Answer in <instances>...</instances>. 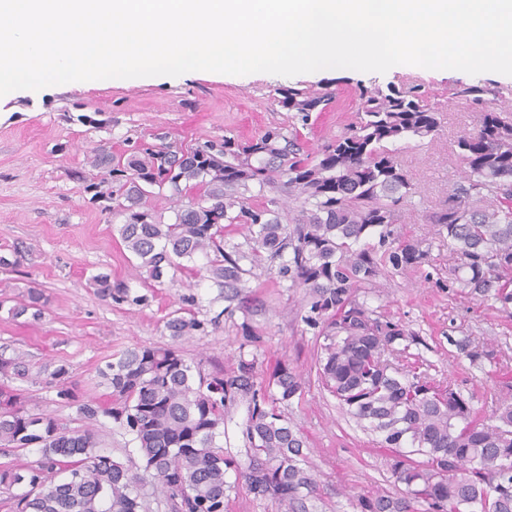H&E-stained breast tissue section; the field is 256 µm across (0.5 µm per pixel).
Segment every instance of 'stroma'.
Masks as SVG:
<instances>
[{"mask_svg":"<svg viewBox=\"0 0 512 512\" xmlns=\"http://www.w3.org/2000/svg\"><path fill=\"white\" fill-rule=\"evenodd\" d=\"M395 83L421 87L440 112L435 136L398 145L399 161L416 192L397 207L398 230L426 239L432 265L399 272L381 271L360 289L361 301L410 333L407 360L435 382H452L474 394L476 404L491 400L496 375L512 372V307L493 298L471 297L449 287L453 259L428 216L447 200L462 172L456 141L477 123L474 106L448 97L459 85H511L512 76L486 72L470 75L452 70L418 68L386 73L330 71L292 77L254 73L234 76L201 72L191 77L94 80L52 90H20L0 99V253L20 251L13 271L0 269V300H20L28 288L42 289L48 299L41 320L11 318L0 309V349L24 354L31 375L45 364L64 363L79 397L107 400L97 370L113 353L135 346L168 343L162 317L189 291L183 271L162 285L144 289L133 260L119 243V221L105 202H92L85 191L93 168L87 157L104 146L125 149L128 142L150 140L157 129L193 143L225 136L247 140L272 126L292 128L293 113L273 105L280 86L331 84L336 100L312 113L300 134L315 148L336 137L354 121L358 85ZM95 125L79 122V115ZM107 272L135 291H146L144 307L102 300L90 278ZM208 314L220 315L217 328L182 343L186 360L202 369H235L240 359L254 361L258 373L285 362L302 374L304 392L285 406L289 420L303 433L317 490L310 512H361L360 503L395 492L389 451L375 434L346 416L322 386L316 372L321 339L300 319L303 292L289 287L276 270L257 269L242 301L217 299L216 289L198 288ZM491 346L496 363L471 362L459 342ZM31 412L54 416L78 426L75 404L58 399L54 388L25 383ZM225 512H284L271 498L249 492L235 472L226 475Z\"/></svg>","mask_w":512,"mask_h":512,"instance_id":"35a3bbf8","label":"stroma"}]
</instances>
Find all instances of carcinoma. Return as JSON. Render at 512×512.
<instances>
[{
	"label": "carcinoma",
	"instance_id": "cac0c4a2",
	"mask_svg": "<svg viewBox=\"0 0 512 512\" xmlns=\"http://www.w3.org/2000/svg\"><path fill=\"white\" fill-rule=\"evenodd\" d=\"M454 98L479 108L476 126L458 141L463 181L448 204L429 216L455 258L453 283L472 297L512 304V86H459ZM492 99H487V95ZM356 121L317 149L297 129L266 130L249 141L231 136L183 145L169 135L156 144L134 142L117 155L93 150L99 170L85 191L111 202L122 219L118 234L144 281L154 287L169 270L187 271L237 300L246 276L262 261H279V274L307 300L301 321L323 338L316 359L319 380L338 405L378 434L392 452L398 493L362 503L366 512H512V373L498 376L491 404L452 384L431 388L428 378L399 363L409 340L397 323L359 301L357 291L381 270L431 264V249L395 228V207L415 187L392 145L434 134L439 112L414 86H358ZM275 105L308 122L332 103L327 87L282 86ZM272 195L255 204L252 188ZM299 203L292 223H282L281 197ZM171 212L169 221L159 205ZM244 231L246 245L226 240ZM105 301L145 306L138 293L107 273L91 277ZM42 290L30 288L8 309L37 321L45 313ZM195 293L161 320L171 342L112 355L98 370L110 400L77 406L84 429L33 414L12 387L29 378L24 356L0 355V447L33 448L36 460L0 465V487L28 490L6 501L10 512H147L144 487L160 489L172 512H224L225 476L239 473L249 491L277 500L287 512H308L315 479L306 439L281 407L302 396L304 382L286 363L257 381L255 362L242 359L231 372L204 373L188 363L178 343L216 327L224 312L199 318ZM56 396L76 401L64 363L43 367ZM246 405L242 435L248 464L224 455L220 444L229 409ZM109 419L130 437L139 471L100 451L95 426ZM422 455L417 463L412 456Z\"/></svg>",
	"mask_w": 512,
	"mask_h": 512
}]
</instances>
